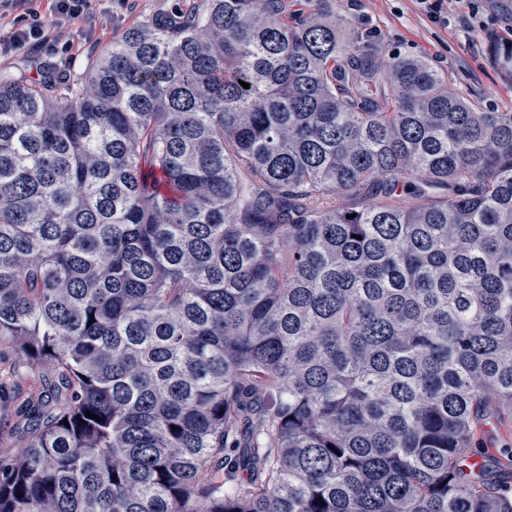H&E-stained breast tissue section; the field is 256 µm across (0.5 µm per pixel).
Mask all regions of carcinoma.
Wrapping results in <instances>:
<instances>
[{
	"label": "carcinoma",
	"instance_id": "cac0c4a2",
	"mask_svg": "<svg viewBox=\"0 0 512 512\" xmlns=\"http://www.w3.org/2000/svg\"><path fill=\"white\" fill-rule=\"evenodd\" d=\"M205 2L0 78V341L65 391L0 512H512V112ZM474 442V446L479 447L473 448L477 461L483 459L495 469L510 473L512 457L511 453H508V448L505 447L512 445V422L504 425L496 423L495 426L488 423L487 426L479 427L475 433Z\"/></svg>",
	"mask_w": 512,
	"mask_h": 512
}]
</instances>
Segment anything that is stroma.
<instances>
[{
    "label": "stroma",
    "instance_id": "35a3bbf8",
    "mask_svg": "<svg viewBox=\"0 0 512 512\" xmlns=\"http://www.w3.org/2000/svg\"><path fill=\"white\" fill-rule=\"evenodd\" d=\"M173 0H128L101 17L95 35L82 25L67 29L70 55L58 58L30 46L0 62V76L37 78L41 68L54 65L74 80L126 28L166 11ZM289 9L322 10L335 19L342 35L382 46L385 54L428 56L446 73L456 94L490 112H512V68L493 54L494 44L512 41V0H481L477 15H469L465 0H454L449 26L432 22L415 0H288ZM56 382L49 366L18 358L11 344L0 343V456H11L26 445L27 402L47 395ZM475 453L502 471L512 470V422L479 427Z\"/></svg>",
    "mask_w": 512,
    "mask_h": 512
}]
</instances>
